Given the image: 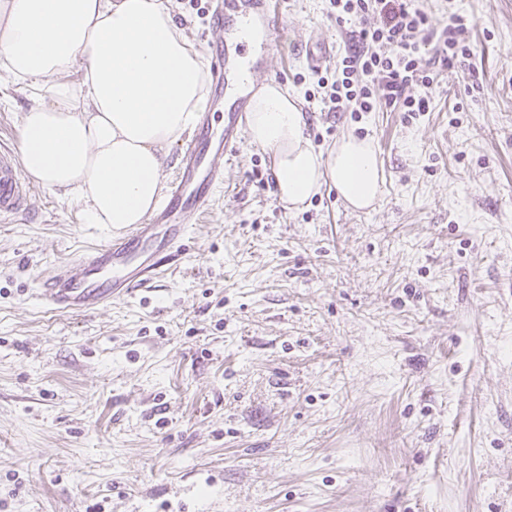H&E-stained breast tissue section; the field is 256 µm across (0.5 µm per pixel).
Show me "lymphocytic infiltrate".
<instances>
[{"instance_id":"f902f5d3","label":"lymphocytic infiltrate","mask_w":512,"mask_h":512,"mask_svg":"<svg viewBox=\"0 0 512 512\" xmlns=\"http://www.w3.org/2000/svg\"><path fill=\"white\" fill-rule=\"evenodd\" d=\"M337 23L357 21L350 47L336 61L335 80L320 78L322 103L331 112H373L378 102L399 105L408 115L429 108L426 95L435 80L422 68L419 55L428 31V16L412 0H328ZM469 25L454 16L436 36V60L441 67L468 61L473 50Z\"/></svg>"}]
</instances>
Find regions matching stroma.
<instances>
[{"mask_svg":"<svg viewBox=\"0 0 512 512\" xmlns=\"http://www.w3.org/2000/svg\"><path fill=\"white\" fill-rule=\"evenodd\" d=\"M212 5L171 0L204 53ZM416 5L469 19L474 58L409 121L310 99L301 45L346 41L324 0H281L265 43L315 147L371 140L372 208H285L243 142L189 251L87 314L39 289L124 228L35 183L0 219V512H512V0ZM29 96L0 71V147Z\"/></svg>","mask_w":512,"mask_h":512,"instance_id":"stroma-1","label":"stroma"}]
</instances>
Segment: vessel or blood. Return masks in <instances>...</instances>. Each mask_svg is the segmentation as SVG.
Listing matches in <instances>:
<instances>
[{
    "instance_id": "obj_1",
    "label": "vessel or blood",
    "mask_w": 512,
    "mask_h": 512,
    "mask_svg": "<svg viewBox=\"0 0 512 512\" xmlns=\"http://www.w3.org/2000/svg\"><path fill=\"white\" fill-rule=\"evenodd\" d=\"M274 12L271 0H215L211 23L223 31L224 39L214 47L211 81L217 101L224 104L223 127L214 128L208 113H200L166 202L125 237L59 267L40 290L47 304L61 312H94L146 284L160 273L164 258L185 250L188 214L208 211L215 189L224 181L215 157L235 154L243 139L249 86L238 81L239 66L248 56L253 71H264L262 48L252 40L251 30L258 23L271 28ZM28 189L15 155L0 148V216L22 213Z\"/></svg>"
}]
</instances>
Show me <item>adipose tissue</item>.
Here are the masks:
<instances>
[{
    "label": "adipose tissue",
    "instance_id": "obj_1",
    "mask_svg": "<svg viewBox=\"0 0 512 512\" xmlns=\"http://www.w3.org/2000/svg\"><path fill=\"white\" fill-rule=\"evenodd\" d=\"M74 69L81 80L64 81ZM0 70L32 90L23 174L78 204L84 224L130 228L155 211L170 148L208 103V61L167 0H0ZM305 129L296 94L273 82L253 94L246 135L272 153L279 200L296 209L329 185L371 207L383 185L372 143L344 136L323 151Z\"/></svg>",
    "mask_w": 512,
    "mask_h": 512
}]
</instances>
